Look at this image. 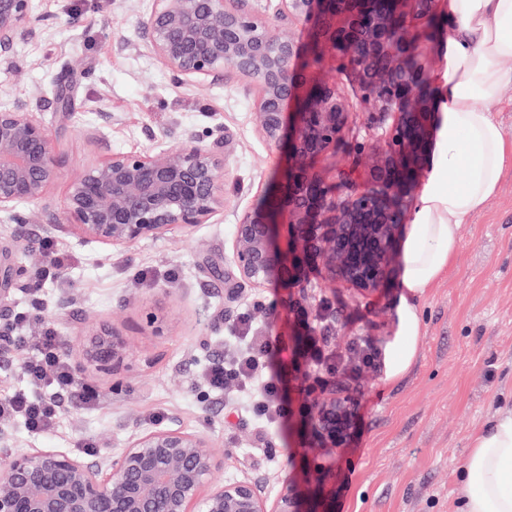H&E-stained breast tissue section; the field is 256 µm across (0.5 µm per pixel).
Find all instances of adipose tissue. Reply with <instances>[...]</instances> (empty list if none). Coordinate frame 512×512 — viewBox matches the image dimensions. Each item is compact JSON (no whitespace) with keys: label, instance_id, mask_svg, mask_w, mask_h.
<instances>
[{"label":"adipose tissue","instance_id":"ef3b65f1","mask_svg":"<svg viewBox=\"0 0 512 512\" xmlns=\"http://www.w3.org/2000/svg\"><path fill=\"white\" fill-rule=\"evenodd\" d=\"M443 45L425 176L400 246L396 329L381 350L388 384L417 363L421 302L447 274L472 217L512 171V134L496 118L512 89V0H448ZM457 477L458 512H512V408L471 438Z\"/></svg>","mask_w":512,"mask_h":512}]
</instances>
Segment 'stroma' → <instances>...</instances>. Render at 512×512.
<instances>
[{
  "label": "stroma",
  "mask_w": 512,
  "mask_h": 512,
  "mask_svg": "<svg viewBox=\"0 0 512 512\" xmlns=\"http://www.w3.org/2000/svg\"><path fill=\"white\" fill-rule=\"evenodd\" d=\"M36 14L31 32L0 58V102L29 104L56 137L63 169L49 193L53 206L63 204L74 171L109 154L171 146L184 134L220 128L233 146L223 215L188 233L119 251L75 236L47 239L38 214L29 224L0 218V254L15 258L20 272L0 326L9 322L13 335L32 336L49 324L77 359L79 320L88 314L123 331L132 363L115 374L87 373L97 405L63 406L49 432L7 420L19 446L78 455L91 441L116 450L175 416L210 436L224 479L257 477L270 497L291 482L305 512H457L456 471L470 438L512 407V175L468 225L447 275L423 299L426 335L413 372L395 385L383 383L378 367L336 376L360 414L354 438L342 448L318 447L294 417L267 430V443L279 450L269 458L255 447L248 417L234 413L228 395L213 391L200 372L223 357L225 329L255 298L264 303L255 324L301 346L285 290L274 283L258 292L226 274L234 211L273 187L288 165L286 145L257 135L251 81L228 68L222 78L181 85L140 51L146 10L124 11L117 0H36ZM61 83L72 91L67 112L56 107ZM48 242L70 265L62 279L37 282ZM398 282L391 276L365 298L314 274L300 298L312 311L321 300L331 303L330 348L347 357L357 339L380 347L393 336ZM154 316L163 318L162 332L150 328Z\"/></svg>",
  "instance_id": "stroma-1"
}]
</instances>
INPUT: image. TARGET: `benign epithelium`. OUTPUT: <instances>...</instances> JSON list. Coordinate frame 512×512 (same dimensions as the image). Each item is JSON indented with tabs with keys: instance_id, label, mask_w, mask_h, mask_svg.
<instances>
[{
	"instance_id": "benign-epithelium-1",
	"label": "benign epithelium",
	"mask_w": 512,
	"mask_h": 512,
	"mask_svg": "<svg viewBox=\"0 0 512 512\" xmlns=\"http://www.w3.org/2000/svg\"><path fill=\"white\" fill-rule=\"evenodd\" d=\"M150 0L138 48L180 83L223 75L230 66L256 83L252 122L269 145L288 143V168L263 202L235 213L229 262L240 282L261 291L272 274L301 288L322 267L327 281L363 295L385 287L394 241L426 159L433 98L429 62L418 44L439 0ZM313 24L301 53L272 23ZM35 21V0H0V56ZM355 83L360 102L382 120L381 135L327 176L313 164L336 152L353 105L328 82L306 83L324 48ZM195 134L176 146L113 153L72 173L50 237L77 235L112 249L208 224L224 212L225 159ZM62 161L53 135L22 103L0 104V215L16 224L22 203L43 205ZM286 226L285 243L280 227ZM79 376L123 367L129 345L115 326L85 319ZM355 402L339 390L316 400L308 426L323 448H341ZM211 440L176 419L138 432L116 452L91 458L52 448H18L0 427V512H302L294 485L269 498L257 479L223 480Z\"/></svg>"
}]
</instances>
